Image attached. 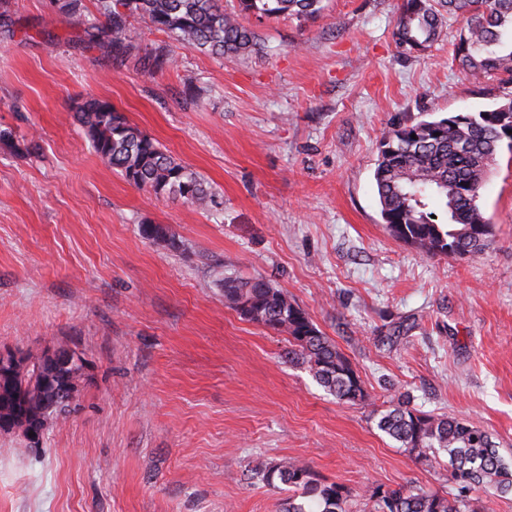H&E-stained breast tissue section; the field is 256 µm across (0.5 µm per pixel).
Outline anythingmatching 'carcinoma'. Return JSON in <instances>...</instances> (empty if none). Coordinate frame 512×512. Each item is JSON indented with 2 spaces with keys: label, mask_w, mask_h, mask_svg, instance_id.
<instances>
[{
  "label": "carcinoma",
  "mask_w": 512,
  "mask_h": 512,
  "mask_svg": "<svg viewBox=\"0 0 512 512\" xmlns=\"http://www.w3.org/2000/svg\"><path fill=\"white\" fill-rule=\"evenodd\" d=\"M324 0H237L227 11L218 0H98V15L83 21L84 32L122 59L133 49L130 18L138 17L167 33L182 47L213 56H249L263 50L259 35L244 26L241 15L260 20L283 15L312 18ZM455 57L476 79L512 73V0H403L393 39L403 52L427 50L444 27L457 20ZM174 51L162 45L148 54L144 67L172 68ZM77 118L93 151L129 183L156 195L179 198L197 208L213 203L206 181L178 162L154 138L131 125L103 98L89 96ZM512 99L477 113H457L438 120L399 123L390 127L379 145L374 170L380 215L389 233L432 255L475 256L492 235L478 205L480 190L502 146L512 150ZM416 138H411V135ZM436 204L446 223L428 212ZM148 240L175 245L168 226L143 224ZM224 301L243 318L288 336V355L307 364L315 380L336 399H366L360 377L350 361L315 325L307 310L264 278L226 276L221 280ZM15 373L12 397L22 405L40 384L39 358ZM380 431L411 452L438 448L448 454L457 493L451 497L420 489L375 492L374 512H484L472 492L491 487L512 494V463L499 453L491 434L461 419L423 414L400 401L381 414ZM256 474L266 482L279 479L293 495L282 512H348V491L336 482L317 478L298 460L259 463Z\"/></svg>",
  "instance_id": "carcinoma-1"
}]
</instances>
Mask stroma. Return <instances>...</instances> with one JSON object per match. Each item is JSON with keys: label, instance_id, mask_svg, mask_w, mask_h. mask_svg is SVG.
Masks as SVG:
<instances>
[{"label": "stroma", "instance_id": "stroma-1", "mask_svg": "<svg viewBox=\"0 0 512 512\" xmlns=\"http://www.w3.org/2000/svg\"><path fill=\"white\" fill-rule=\"evenodd\" d=\"M402 0H325L315 19L243 17L262 52L177 48L133 19L123 63L81 40L57 0H6L0 17V349L68 347L88 371L67 419L33 448L0 432V512H279L258 462L305 461L343 484L350 512L413 487L445 495L442 451L377 427L416 409L486 429L512 462V153L480 191L493 226L475 257L394 238L374 180L393 124L512 99V75L475 80L456 26L428 50L393 38ZM198 88L185 92L187 82ZM106 98L212 187L197 209L127 182L92 150L75 108ZM164 224L177 246L143 238ZM263 277L306 309L367 393L336 400L285 334L224 301V276ZM175 64L176 56L169 45L159 46L144 59V67L151 71L172 68Z\"/></svg>", "mask_w": 512, "mask_h": 512}]
</instances>
